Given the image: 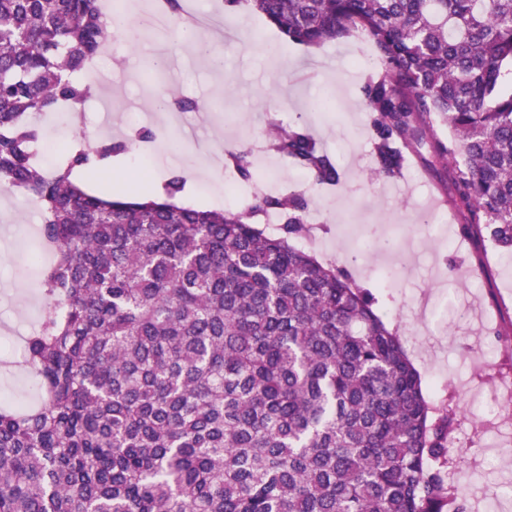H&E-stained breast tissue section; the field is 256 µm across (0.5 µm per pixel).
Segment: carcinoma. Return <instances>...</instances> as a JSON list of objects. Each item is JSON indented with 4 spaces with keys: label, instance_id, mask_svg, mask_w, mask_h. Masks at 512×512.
<instances>
[{
    "label": "carcinoma",
    "instance_id": "cac0c4a2",
    "mask_svg": "<svg viewBox=\"0 0 512 512\" xmlns=\"http://www.w3.org/2000/svg\"><path fill=\"white\" fill-rule=\"evenodd\" d=\"M294 43L366 33L375 175L426 145L451 161L467 240L512 251V0H224ZM98 0H0V185L33 197L54 311L25 338L37 408L0 407V512H468L448 487L455 414L436 406L375 298L291 239L295 192L244 209L103 198L76 168L141 138L34 157L38 118L89 98ZM446 126L452 136L438 133ZM271 147L317 184L333 157L300 127ZM251 151L228 160L250 176ZM285 217L265 235L253 214Z\"/></svg>",
    "mask_w": 512,
    "mask_h": 512
}]
</instances>
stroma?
I'll list each match as a JSON object with an SVG mask.
<instances>
[{
	"mask_svg": "<svg viewBox=\"0 0 512 512\" xmlns=\"http://www.w3.org/2000/svg\"><path fill=\"white\" fill-rule=\"evenodd\" d=\"M182 11L223 14L226 27L220 47L224 68L207 72L192 61L193 51L171 32H161L145 50L174 57L168 84L182 97L205 104L209 118L200 124L186 115L171 120L154 111L150 100L162 87L123 66L131 44L118 46L112 86L118 95L110 117L113 139L127 127L148 129L159 147L147 161L121 155L91 169L76 170L86 191L115 196L138 183L152 194L165 192L176 176L184 180L174 202L198 209L240 207L255 193L253 178L279 168L271 193H302L309 223L318 225L310 249L319 261L348 270L356 283L371 290L375 309L398 331L408 353L418 355L423 389L456 415L455 447L448 454V474L459 495L503 498L512 512V459L491 456L484 443L512 441V420L494 409L473 414L470 396L491 395L501 381L512 380V254L485 245L459 251L453 245L460 215L453 205L448 173L422 147L407 153L400 177L377 180L372 116L360 88L377 77L355 60L374 47L361 32L308 47L287 41L257 14L226 12L224 0H183ZM94 112H55L41 118L44 137L72 148L80 128L94 130ZM301 124L336 161L341 180L313 184L292 160L261 143L270 122ZM253 147L252 180L236 176L218 157ZM447 213L446 236L426 226L428 214ZM41 222L33 199L19 192L0 194V395L37 405L39 393L30 370L20 368L15 352L45 318L49 307L38 293L37 277L12 245L36 235Z\"/></svg>",
	"mask_w": 512,
	"mask_h": 512,
	"instance_id": "1",
	"label": "stroma"
}]
</instances>
